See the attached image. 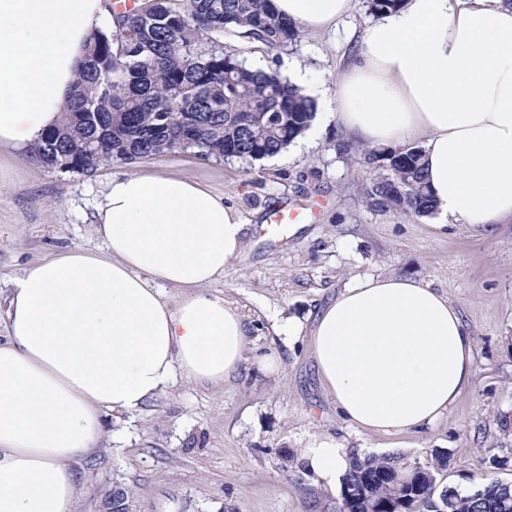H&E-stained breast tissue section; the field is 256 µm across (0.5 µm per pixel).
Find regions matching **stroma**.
<instances>
[{"label": "stroma", "mask_w": 512, "mask_h": 512, "mask_svg": "<svg viewBox=\"0 0 512 512\" xmlns=\"http://www.w3.org/2000/svg\"><path fill=\"white\" fill-rule=\"evenodd\" d=\"M366 0L327 34L300 32L272 48L238 33L224 47L248 64L291 77L308 69L327 94L317 101L320 137L254 162L204 161L175 151L134 164L113 163L93 175L42 166L30 153L0 151V315L13 281L29 264L73 248L100 250L96 207L108 181L139 170L178 174L223 195L247 221L241 255L214 291L254 323L259 343L282 356L279 373L241 372L220 387L179 382L132 415L106 427L129 437L103 440L79 459L75 512H106L113 489L129 492L128 512H338L340 496L297 469L313 433L343 447L427 462L449 452L442 485L471 489L481 461L505 464L496 478L512 483V220L475 230H438L428 219L371 206L379 174L362 147L339 152L346 134L336 122V75L355 52L354 30L372 21ZM305 208L303 223H274L276 212ZM422 281L446 293L475 338V377L433 426L393 436L356 432L336 415L305 345L319 312L348 283L367 276ZM294 323L296 336L286 325Z\"/></svg>", "instance_id": "1"}]
</instances>
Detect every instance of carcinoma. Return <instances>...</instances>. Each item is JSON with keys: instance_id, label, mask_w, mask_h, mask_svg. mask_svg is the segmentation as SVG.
Here are the masks:
<instances>
[{"instance_id": "1", "label": "carcinoma", "mask_w": 512, "mask_h": 512, "mask_svg": "<svg viewBox=\"0 0 512 512\" xmlns=\"http://www.w3.org/2000/svg\"><path fill=\"white\" fill-rule=\"evenodd\" d=\"M156 0L120 9L109 4L110 25L91 37L62 121L33 148L45 167L92 174L114 160L133 163L174 151L203 160L252 162L276 156L304 135L316 115L314 99L279 73L249 66L218 44L236 30L274 48L297 37L299 25L272 0ZM423 150H370L385 173L369 196L374 206L417 217L436 210L421 164ZM463 493L439 488L448 454L411 465L397 457L350 451L341 479L339 512H512V484L491 469Z\"/></svg>"}]
</instances>
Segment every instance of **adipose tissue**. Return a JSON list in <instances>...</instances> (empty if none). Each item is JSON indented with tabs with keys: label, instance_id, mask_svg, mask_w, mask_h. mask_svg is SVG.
Masks as SVG:
<instances>
[{
	"label": "adipose tissue",
	"instance_id": "obj_1",
	"mask_svg": "<svg viewBox=\"0 0 512 512\" xmlns=\"http://www.w3.org/2000/svg\"><path fill=\"white\" fill-rule=\"evenodd\" d=\"M327 31L352 0H273ZM103 0H0V149L28 150L61 121ZM336 118L357 141L425 136L440 225L512 219V7L404 0L367 24L336 77ZM246 221L172 174L112 178L97 207L101 253L66 250L13 282L0 341V512H73L74 461L98 449L104 412L131 415L176 378L218 387L242 368L279 369L247 315L211 291L238 258ZM336 414L364 434L434 424L475 375V340L447 295L367 277L319 313L307 342ZM298 464L335 487L349 452L308 435Z\"/></svg>",
	"mask_w": 512,
	"mask_h": 512
}]
</instances>
